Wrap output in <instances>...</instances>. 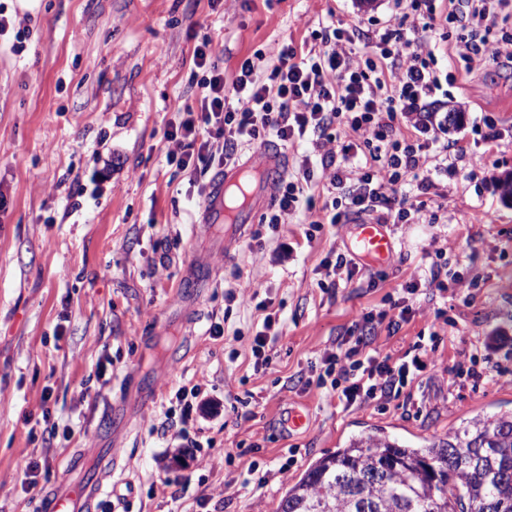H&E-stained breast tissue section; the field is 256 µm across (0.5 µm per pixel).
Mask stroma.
Segmentation results:
<instances>
[{"label": "stroma", "mask_w": 512, "mask_h": 512, "mask_svg": "<svg viewBox=\"0 0 512 512\" xmlns=\"http://www.w3.org/2000/svg\"><path fill=\"white\" fill-rule=\"evenodd\" d=\"M392 3L0 0L30 30L19 53L13 32L0 35V512H34L48 487L81 479L67 467L73 453L93 465L106 448L120 451L115 512H274L310 462L350 436L380 428L403 441L444 437L474 411L512 408V342L485 348L497 332L512 338V200L497 187L512 172V71L438 55L455 80L436 98L463 113L448 128L452 192L428 195L420 223L391 227L389 259L362 262L377 281L371 290L317 286L326 254L348 252L349 225L324 226L309 241L292 216L265 252L244 239L225 248L223 236L198 229L188 177L166 160L167 129L196 89L201 40L229 79L267 44L308 42L330 23L382 29L395 19ZM75 182L82 197L70 193ZM434 238L448 244L449 270L476 287L450 289L376 342L404 353L429 333L434 308L446 312L447 341L413 386L421 411H344L298 384L331 341L417 273ZM280 242L290 249L284 263ZM190 269L206 282L182 299ZM236 287L258 290L281 314L273 369L254 368L260 314L227 298ZM216 322L223 336L210 335ZM462 350L487 352L499 380L449 389ZM176 355L184 361L173 371ZM196 384L224 408L195 423L202 457L182 468L161 430L175 391ZM295 409L308 422L292 430ZM292 448L300 454L284 477L278 468ZM33 462L46 469L32 487ZM255 462L269 472L259 490L239 483Z\"/></svg>", "instance_id": "35a3bbf8"}]
</instances>
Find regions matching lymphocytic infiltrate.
I'll return each mask as SVG.
<instances>
[{"label":"lymphocytic infiltrate","instance_id":"1","mask_svg":"<svg viewBox=\"0 0 512 512\" xmlns=\"http://www.w3.org/2000/svg\"><path fill=\"white\" fill-rule=\"evenodd\" d=\"M437 0H394L396 25L381 31H349L328 25L320 44L307 48L291 43L267 47L273 66L258 75L252 59L241 62L232 79L209 42L193 50V64L202 70L198 93L170 125L166 160L187 172L198 196H205L211 176L236 164L246 145L271 141L284 146L308 142L294 172L280 183L274 204L261 216L277 228L299 209H318L305 236L314 240L323 223L346 224L363 215L380 224H408L425 208L424 196L437 189V176L448 170V108L434 95L449 74L437 67ZM465 24L471 34L455 45L458 58L472 62L489 56L512 68V36L492 41L493 29L512 23V0H464ZM349 133L340 140L337 129ZM324 181L329 202L317 203L308 190ZM402 286L386 309L366 312L345 336L320 358L316 388L336 398L343 410L366 404L410 408L411 386L426 368L429 353L443 341L439 331L416 340L404 355L381 353L380 331L398 332L426 304V292L463 287L447 277L437 259ZM261 328L251 347L255 368H272L268 347L282 333L280 317L267 302ZM208 400L199 386L179 388L169 400L168 417L178 418L176 452L195 457L199 443L189 429Z\"/></svg>","mask_w":512,"mask_h":512}]
</instances>
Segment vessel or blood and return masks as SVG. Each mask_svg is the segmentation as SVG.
<instances>
[{
	"mask_svg": "<svg viewBox=\"0 0 512 512\" xmlns=\"http://www.w3.org/2000/svg\"><path fill=\"white\" fill-rule=\"evenodd\" d=\"M258 166L224 167L211 179L204 208V224L224 227V243L232 245L243 239L259 212L271 202L274 183L284 174L281 151L272 146L261 150ZM351 251L381 262L388 259L394 245L387 225L373 222L354 224ZM112 478V459L104 457L92 477L66 488L46 492L35 512H98L101 497Z\"/></svg>",
	"mask_w": 512,
	"mask_h": 512,
	"instance_id": "obj_1",
	"label": "vessel or blood"
}]
</instances>
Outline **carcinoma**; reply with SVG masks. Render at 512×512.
Here are the masks:
<instances>
[{"mask_svg": "<svg viewBox=\"0 0 512 512\" xmlns=\"http://www.w3.org/2000/svg\"><path fill=\"white\" fill-rule=\"evenodd\" d=\"M276 512H512V409L418 443L353 435L312 461Z\"/></svg>", "mask_w": 512, "mask_h": 512, "instance_id": "cac0c4a2", "label": "carcinoma"}]
</instances>
